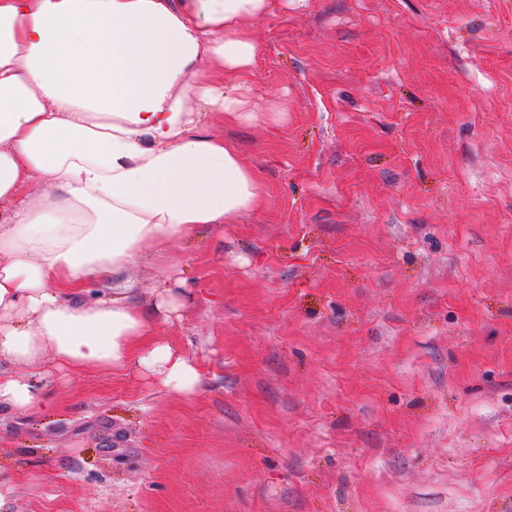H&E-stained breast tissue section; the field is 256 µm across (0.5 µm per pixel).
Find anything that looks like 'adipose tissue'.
I'll return each instance as SVG.
<instances>
[{
  "label": "adipose tissue",
  "mask_w": 512,
  "mask_h": 512,
  "mask_svg": "<svg viewBox=\"0 0 512 512\" xmlns=\"http://www.w3.org/2000/svg\"><path fill=\"white\" fill-rule=\"evenodd\" d=\"M274 0H0V363L202 374L111 281L199 226L260 209L257 171L205 133L248 122L256 20ZM236 76L225 89V75ZM98 289H90V282ZM39 376L0 371V410Z\"/></svg>",
  "instance_id": "obj_1"
}]
</instances>
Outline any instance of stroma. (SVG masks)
<instances>
[{
    "label": "stroma",
    "instance_id": "1",
    "mask_svg": "<svg viewBox=\"0 0 512 512\" xmlns=\"http://www.w3.org/2000/svg\"><path fill=\"white\" fill-rule=\"evenodd\" d=\"M266 203L128 272L203 374L58 370L0 415V512H512V0H276ZM285 114L272 122L271 110Z\"/></svg>",
    "mask_w": 512,
    "mask_h": 512
}]
</instances>
